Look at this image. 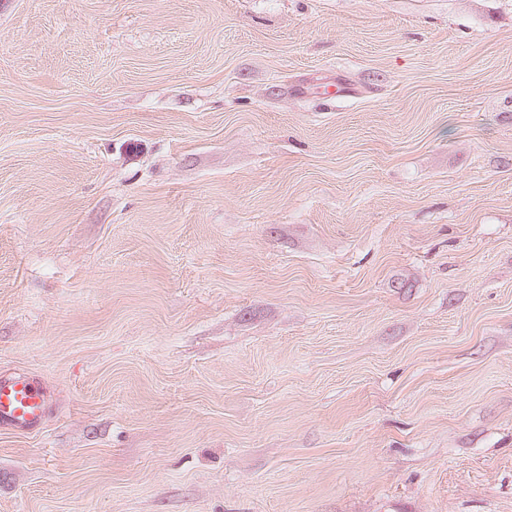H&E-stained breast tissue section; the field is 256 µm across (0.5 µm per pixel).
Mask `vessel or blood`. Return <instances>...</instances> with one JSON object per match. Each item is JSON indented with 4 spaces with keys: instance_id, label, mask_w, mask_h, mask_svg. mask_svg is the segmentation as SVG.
I'll return each mask as SVG.
<instances>
[{
    "instance_id": "1",
    "label": "vessel or blood",
    "mask_w": 512,
    "mask_h": 512,
    "mask_svg": "<svg viewBox=\"0 0 512 512\" xmlns=\"http://www.w3.org/2000/svg\"><path fill=\"white\" fill-rule=\"evenodd\" d=\"M47 409L43 384L24 376L0 375V428L17 433L39 431Z\"/></svg>"
}]
</instances>
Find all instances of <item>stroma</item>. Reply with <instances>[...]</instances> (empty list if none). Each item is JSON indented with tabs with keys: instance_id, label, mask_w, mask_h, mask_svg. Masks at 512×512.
Segmentation results:
<instances>
[{
	"instance_id": "stroma-1",
	"label": "stroma",
	"mask_w": 512,
	"mask_h": 512,
	"mask_svg": "<svg viewBox=\"0 0 512 512\" xmlns=\"http://www.w3.org/2000/svg\"><path fill=\"white\" fill-rule=\"evenodd\" d=\"M0 512H512V0H0ZM47 409L46 389L35 379L0 375V428L17 433L39 431Z\"/></svg>"
}]
</instances>
